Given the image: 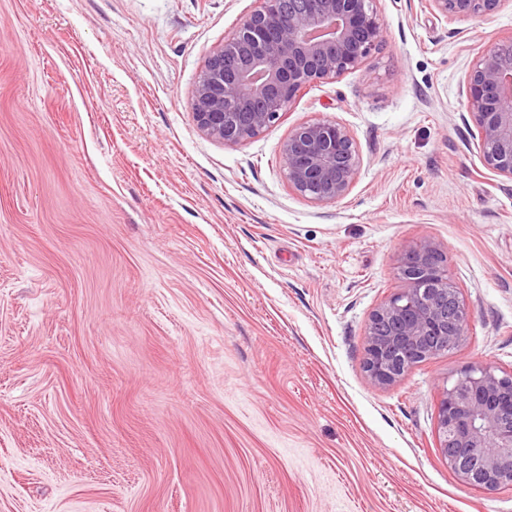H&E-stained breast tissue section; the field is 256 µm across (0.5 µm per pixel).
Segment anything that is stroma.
<instances>
[{
	"label": "stroma",
	"instance_id": "1",
	"mask_svg": "<svg viewBox=\"0 0 512 512\" xmlns=\"http://www.w3.org/2000/svg\"><path fill=\"white\" fill-rule=\"evenodd\" d=\"M255 0H0V512H512L437 448L443 388L512 372V180L467 75L512 37L376 0L384 41L240 145L200 133L209 53ZM353 134L350 194L288 184L298 123ZM430 239L465 344L364 370L400 253Z\"/></svg>",
	"mask_w": 512,
	"mask_h": 512
}]
</instances>
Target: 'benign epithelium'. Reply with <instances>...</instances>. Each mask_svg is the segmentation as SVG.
<instances>
[{
    "instance_id": "obj_1",
    "label": "benign epithelium",
    "mask_w": 512,
    "mask_h": 512,
    "mask_svg": "<svg viewBox=\"0 0 512 512\" xmlns=\"http://www.w3.org/2000/svg\"><path fill=\"white\" fill-rule=\"evenodd\" d=\"M444 18L488 19L503 0H426ZM374 0H259L206 60L192 109L199 130L226 145L277 123L306 86L357 71L383 42ZM466 109L479 130L484 167L512 180V37L492 42L473 65ZM288 184L319 204L352 190L359 154L351 132L330 120L304 122L280 148ZM397 291L370 315L364 369L382 387L414 365L458 349L470 314L440 247H405ZM438 445L462 481L494 491L512 485V373L485 364L442 392Z\"/></svg>"
}]
</instances>
